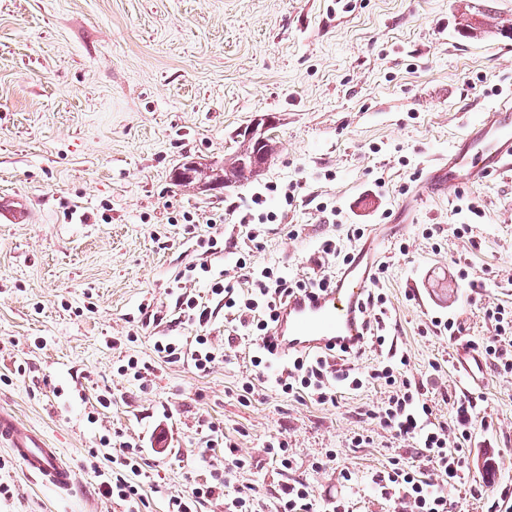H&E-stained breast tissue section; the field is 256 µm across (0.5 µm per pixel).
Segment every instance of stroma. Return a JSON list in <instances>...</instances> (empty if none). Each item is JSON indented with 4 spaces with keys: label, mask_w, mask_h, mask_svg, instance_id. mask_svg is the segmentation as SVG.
I'll use <instances>...</instances> for the list:
<instances>
[{
    "label": "stroma",
    "mask_w": 512,
    "mask_h": 512,
    "mask_svg": "<svg viewBox=\"0 0 512 512\" xmlns=\"http://www.w3.org/2000/svg\"><path fill=\"white\" fill-rule=\"evenodd\" d=\"M510 87L512 0H0V194L34 214L0 223V405L46 432L76 473L70 492L37 486L0 450L10 488L0 512H125L93 470L111 468L123 442L156 436L161 452H141L140 512H167L170 496L224 462L204 420L251 458L236 486L262 512H275L287 478L311 483L318 512L339 498L349 512H401L372 483L414 454L366 414L386 399L383 386L343 390L334 407L283 396L252 367L250 341L225 348L221 316L208 373L158 364L154 342L197 334L175 324L169 294L199 259L196 236L223 233L214 269L246 255L309 278L337 268L320 256L322 240L352 252L354 229L376 232L386 211V333L408 377L427 381L434 422L452 426L464 394L456 343L431 320L452 314L480 344L496 334L483 307H512V179L422 197L417 176L459 141L461 114L477 119ZM265 115L278 152L258 178L203 193L175 185L183 157L223 164ZM290 182L301 189L288 210L268 187ZM259 194L285 218L262 226L257 249L239 218ZM471 200L481 217L470 218ZM146 302L160 325H142ZM132 356L153 364L145 382L119 374ZM486 372L469 468L452 492L462 512L512 496V374L491 362ZM247 377L255 395L245 403ZM73 385L84 399L59 405L57 391ZM358 433L370 443L352 447ZM274 436L295 455L285 475L263 451ZM331 448L335 460L313 470Z\"/></svg>",
    "instance_id": "stroma-1"
}]
</instances>
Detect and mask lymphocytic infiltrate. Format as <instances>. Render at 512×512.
<instances>
[{
    "label": "lymphocytic infiltrate",
    "mask_w": 512,
    "mask_h": 512,
    "mask_svg": "<svg viewBox=\"0 0 512 512\" xmlns=\"http://www.w3.org/2000/svg\"><path fill=\"white\" fill-rule=\"evenodd\" d=\"M243 270V278H236V270ZM182 282L176 292L175 306L178 323L200 328L190 347H183L161 336L154 343V350L162 362L171 364L190 359L201 373L209 372L215 355L206 328L217 311L230 315L233 323L227 329L228 340L253 338L256 353L251 358L255 368L271 367L276 355L268 344V333L275 312L292 294L302 290H317L329 286L330 275L324 274L307 280L293 279L274 267L248 268L245 259H238L234 270H212L208 264L188 267L181 272ZM203 278L209 284L210 300L188 292V282ZM485 320L495 325L496 334L486 341L482 349L497 367L512 373V353L501 346L502 339L512 336V310L503 305L487 307ZM368 346L384 348L385 355L378 366L359 372L344 364V352L324 353L317 356H294L280 367L275 376V386L283 394L295 398L306 397L316 404L336 406L340 389L358 390L369 384L387 387L389 394L381 407L368 410L370 419L394 437L412 441L416 446L412 459H395L378 472L373 482L382 496L396 498L404 512H454L455 503L448 490L463 479L467 470L465 456L471 438L476 405L473 400L454 402V424L444 427L432 420L433 408L428 403L422 382L403 376L408 361L399 355L396 346L388 345L384 336L370 334ZM204 428L212 441H223L225 466L212 469L210 480L191 488L190 492L171 497L168 512H198L199 505L224 492L225 512H257L256 496L236 493L226 494L237 473L249 468L250 461L238 452V445L224 440L223 433L214 423ZM127 453L120 468L99 476V491L107 498L138 506L142 500L141 485L137 481L142 473L141 457L135 443H127Z\"/></svg>",
    "instance_id": "obj_1"
}]
</instances>
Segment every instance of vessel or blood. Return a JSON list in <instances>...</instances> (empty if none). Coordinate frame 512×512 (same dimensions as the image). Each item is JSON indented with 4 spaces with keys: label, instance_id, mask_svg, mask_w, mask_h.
<instances>
[{
    "label": "vessel or blood",
    "instance_id": "obj_1",
    "mask_svg": "<svg viewBox=\"0 0 512 512\" xmlns=\"http://www.w3.org/2000/svg\"><path fill=\"white\" fill-rule=\"evenodd\" d=\"M495 175L512 176V90L503 95L497 108L469 125L447 157L436 159L421 189L430 195L457 193ZM382 256L379 243L365 244L337 268L330 288L296 293L279 310L273 325L270 341L275 353L317 354L333 346L362 344L367 319L364 301ZM455 371L464 386L483 384L485 362L477 347L465 344L459 348ZM0 446L20 464L32 484L67 489L76 481L74 470L63 461L60 450L3 408Z\"/></svg>",
    "mask_w": 512,
    "mask_h": 512
}]
</instances>
